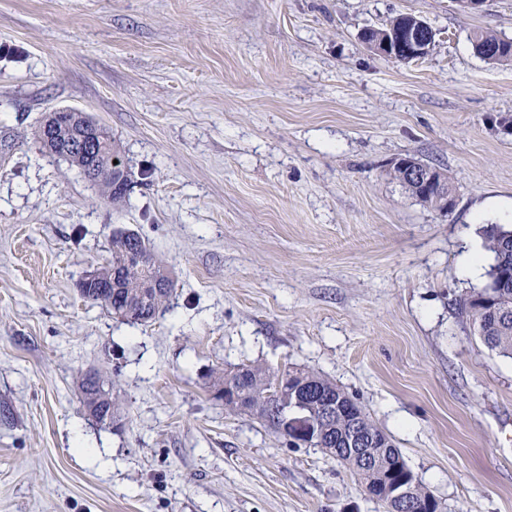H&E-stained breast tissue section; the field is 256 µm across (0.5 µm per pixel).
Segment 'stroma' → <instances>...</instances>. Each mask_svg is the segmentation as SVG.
Returning <instances> with one entry per match:
<instances>
[{
	"mask_svg": "<svg viewBox=\"0 0 512 512\" xmlns=\"http://www.w3.org/2000/svg\"><path fill=\"white\" fill-rule=\"evenodd\" d=\"M399 14L435 29L424 59L362 41ZM480 30L512 39V0H0V512H386L225 411L210 374L243 362L336 382L447 512H512V360L453 305L486 283L479 216L512 205V62ZM62 108L118 143L124 204L35 138ZM405 155L454 211L388 176ZM120 228L175 281L147 324L79 291ZM89 370L118 373L121 430ZM472 44L475 53L481 57L483 60L489 62V63H502V62H511L512 61V40L511 39H505L500 37L498 34L492 32V31H478L473 34L472 38ZM487 42H494L498 43L502 48L499 53V55L495 57H485L483 54L479 51V46L482 43ZM397 164H399L403 170V180L406 185L410 186L413 190L418 192L422 190L423 192H418L417 197L414 198L416 201L422 203L423 205L429 206L436 210L441 211L438 202L435 199V196L440 199V205L442 207V211L444 213L452 212L457 205V195L455 192L448 190V185L451 187L448 179V183H446L442 177L437 175V170L432 169L431 165L427 164L430 167L424 166L419 160L414 159H398ZM388 175L401 184L402 187V177L401 170L399 167L392 166L388 171ZM451 182V181H450ZM452 188V187H451ZM433 193L434 195H426ZM101 379V388H95L87 379L86 375L83 376L81 382H80V388L83 394V403L86 407L87 412L89 410H92L93 416L98 415V413H101L102 411L106 413L109 409V403L107 401H102L99 403L96 407H93L99 400V398L95 397L99 395L100 397H106L108 396L112 401V407L106 414L107 418L110 419L112 415H118L120 413L119 404L117 402V398L112 395V382L103 379L100 376ZM89 413V412H88Z\"/></svg>",
	"mask_w": 512,
	"mask_h": 512,
	"instance_id": "35a3bbf8",
	"label": "stroma"
}]
</instances>
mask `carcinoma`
<instances>
[{"label": "carcinoma", "instance_id": "1", "mask_svg": "<svg viewBox=\"0 0 512 512\" xmlns=\"http://www.w3.org/2000/svg\"><path fill=\"white\" fill-rule=\"evenodd\" d=\"M413 15L400 14L381 28H368L363 33L364 42L375 43L391 30H400L407 26ZM494 42L501 46L499 55L485 58L489 63H502L512 61V40L500 37L492 31H478L472 36L474 51H479L483 43ZM82 130L80 122L69 126L61 135L50 143H43L48 151L66 161L74 167L87 181L97 186L101 197L110 203L125 201L126 192L116 187L117 181L123 177V172L116 170L112 179H98L90 176V171L100 166L108 167L112 159L119 158V145L112 139L107 129L99 126L98 143L100 151L98 156L91 159L79 155L69 149V143L79 135ZM484 249L491 254L494 263L501 273L505 275L503 287L495 288L490 292H467L455 298L454 305L458 313L472 320L478 335L486 347L504 357L512 358V227L502 224H489L482 230ZM135 250L144 257L141 263H126L127 252ZM111 260L104 266L96 269L101 287L89 291H81L84 299L99 303L106 307L112 315L122 308L137 305L141 302L140 292L142 281L150 277L154 268L161 267L155 259L150 239L140 233L136 234L135 242L123 240V232L112 234ZM294 385L302 384L322 393V397L334 403L342 399L343 411L324 416L314 410V406L304 404L300 407L285 408L281 403L265 396L267 385L272 380V372L265 367L254 363H242L234 369H226L215 373L212 388L219 393L224 386L234 388L238 396L251 404V413L275 433H280V425L285 417L292 418L298 410L308 412L309 416L318 424L319 434L308 440V447L318 448L324 453L336 458L357 478L360 485L372 482L374 474L365 469L359 457L342 449L336 443L338 433L347 423V418H357L360 428L366 433L384 435L365 409L347 392L336 385L329 378L311 370L295 368L292 371ZM80 388L83 394V403L86 410L93 415L100 412L112 411L120 413L117 398L112 395V383L102 380L101 387H94L87 378H82ZM382 459L394 468L392 480L410 476L411 469L407 465L402 453L391 441H386V447L380 450Z\"/></svg>", "mask_w": 512, "mask_h": 512}]
</instances>
